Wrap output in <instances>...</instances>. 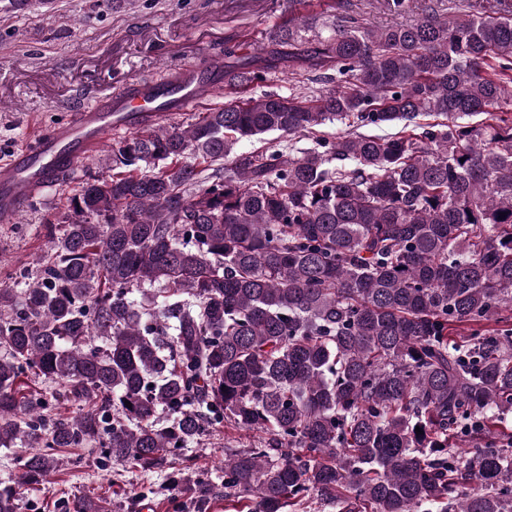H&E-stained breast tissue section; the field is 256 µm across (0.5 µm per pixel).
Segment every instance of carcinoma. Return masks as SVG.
Returning a JSON list of instances; mask_svg holds the SVG:
<instances>
[{"instance_id":"carcinoma-1","label":"carcinoma","mask_w":512,"mask_h":512,"mask_svg":"<svg viewBox=\"0 0 512 512\" xmlns=\"http://www.w3.org/2000/svg\"><path fill=\"white\" fill-rule=\"evenodd\" d=\"M461 3L374 28L339 0L326 36L292 15L230 86L283 65L331 88L109 146L0 285V447L22 449L0 512L64 448L150 472L216 424L257 433L224 444L225 512H512V0ZM273 133L312 147L236 151ZM189 492L204 512L210 480Z\"/></svg>"}]
</instances>
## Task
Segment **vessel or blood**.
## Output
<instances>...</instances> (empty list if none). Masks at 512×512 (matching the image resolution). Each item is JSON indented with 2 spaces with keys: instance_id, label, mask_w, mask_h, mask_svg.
Instances as JSON below:
<instances>
[{
  "instance_id": "obj_1",
  "label": "vessel or blood",
  "mask_w": 512,
  "mask_h": 512,
  "mask_svg": "<svg viewBox=\"0 0 512 512\" xmlns=\"http://www.w3.org/2000/svg\"><path fill=\"white\" fill-rule=\"evenodd\" d=\"M223 85L222 67L205 57L162 77L134 81L121 93L81 108L72 121L39 134L0 165V216L19 214L45 188L69 176L108 133L133 128L142 113L170 117L191 111L204 94Z\"/></svg>"
}]
</instances>
